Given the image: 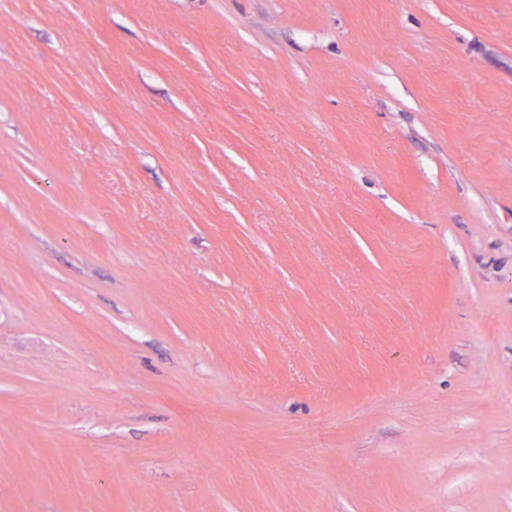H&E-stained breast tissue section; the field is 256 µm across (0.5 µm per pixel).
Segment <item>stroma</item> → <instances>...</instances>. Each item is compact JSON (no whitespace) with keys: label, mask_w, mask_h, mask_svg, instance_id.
Here are the masks:
<instances>
[{"label":"stroma","mask_w":512,"mask_h":512,"mask_svg":"<svg viewBox=\"0 0 512 512\" xmlns=\"http://www.w3.org/2000/svg\"><path fill=\"white\" fill-rule=\"evenodd\" d=\"M0 512H512V0H0Z\"/></svg>","instance_id":"35a3bbf8"}]
</instances>
